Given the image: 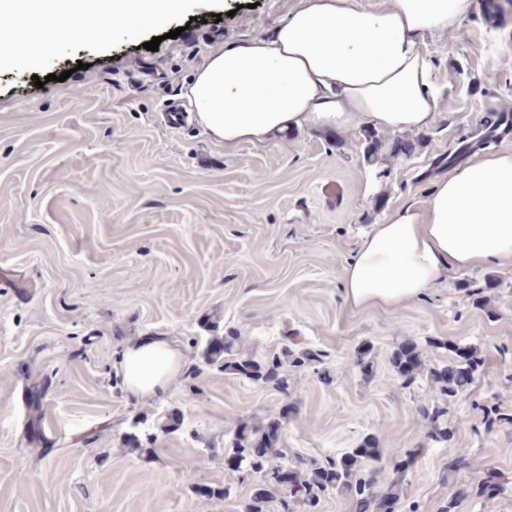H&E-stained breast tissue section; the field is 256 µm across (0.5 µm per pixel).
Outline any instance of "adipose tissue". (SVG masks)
Wrapping results in <instances>:
<instances>
[{"instance_id": "ef3b65f1", "label": "adipose tissue", "mask_w": 512, "mask_h": 512, "mask_svg": "<svg viewBox=\"0 0 512 512\" xmlns=\"http://www.w3.org/2000/svg\"><path fill=\"white\" fill-rule=\"evenodd\" d=\"M202 0H113V26L137 30ZM92 0H0V68L31 63L52 47L39 23L87 43L102 36ZM474 0H303L270 34L215 50L186 95L201 126L225 150L263 143L291 128L370 125L390 134L431 125L439 108L423 35L459 29ZM512 265V148L485 153L429 191L395 206L361 240L343 269L348 303L392 311L448 272ZM181 357L164 338L145 336L123 353L133 392L155 396Z\"/></svg>"}]
</instances>
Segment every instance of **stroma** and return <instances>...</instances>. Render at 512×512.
<instances>
[{
	"label": "stroma",
	"instance_id": "35a3bbf8",
	"mask_svg": "<svg viewBox=\"0 0 512 512\" xmlns=\"http://www.w3.org/2000/svg\"><path fill=\"white\" fill-rule=\"evenodd\" d=\"M301 5L206 0L127 35L112 30V0H97L101 41L61 37L34 69L0 70V269L11 272L0 283V512H240L252 485L225 471L224 442L286 404L295 453L333 455L368 436L418 449L402 495L417 512L449 500L453 512H512V484L488 504L470 493L491 469L512 481V267L472 274L506 284L484 308L459 273L396 312L351 309L342 282L372 225L452 175L436 158L512 113V4L503 21L477 8L460 31L423 36L439 113L401 133L408 154H391L389 133L368 154L364 126L303 127L228 152L200 124L165 125L164 106L212 51L269 34ZM202 152L223 167L198 166ZM229 329L258 358L286 336L316 344L332 379L293 372L283 393L209 365L207 338ZM147 334L183 356L159 396L130 392L117 363ZM407 338L430 367L448 362V342L485 357L448 406V441L428 438V375L407 387L390 363ZM490 406L508 422L485 429ZM198 484L232 494L210 500Z\"/></svg>",
	"mask_w": 512,
	"mask_h": 512
}]
</instances>
